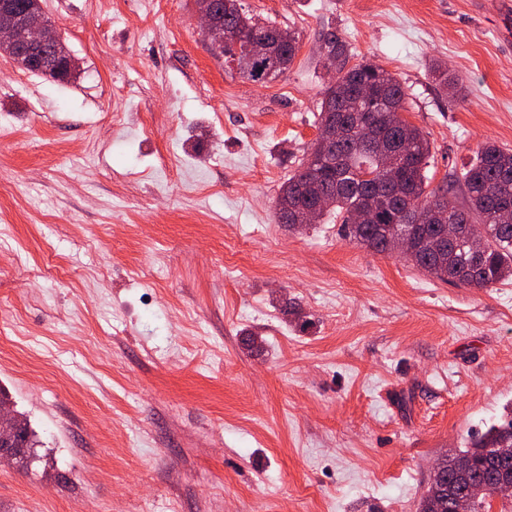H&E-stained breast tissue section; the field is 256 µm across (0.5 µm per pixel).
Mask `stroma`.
<instances>
[{
  "mask_svg": "<svg viewBox=\"0 0 512 512\" xmlns=\"http://www.w3.org/2000/svg\"><path fill=\"white\" fill-rule=\"evenodd\" d=\"M240 2L300 35L263 84L194 0H43L67 82L0 56V389L41 457L0 465V512H417L438 459L512 406V280L444 282L275 217L317 136L324 35L403 84L436 187L512 149V20Z\"/></svg>",
  "mask_w": 512,
  "mask_h": 512,
  "instance_id": "35a3bbf8",
  "label": "stroma"
}]
</instances>
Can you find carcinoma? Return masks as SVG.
<instances>
[{
    "label": "carcinoma",
    "instance_id": "obj_1",
    "mask_svg": "<svg viewBox=\"0 0 512 512\" xmlns=\"http://www.w3.org/2000/svg\"><path fill=\"white\" fill-rule=\"evenodd\" d=\"M215 8L224 14V41L211 43L212 50L224 56V63L234 65L247 79L264 83L286 70L298 50L300 35L282 29L274 41L271 55L249 66L234 43L244 33L265 35L278 26L261 23L247 14L239 0H214ZM321 49L327 61L336 68V86L323 91L319 125H336L343 130L353 114L369 111L365 101L350 94L351 88L369 83L377 88L380 99L376 109L393 117L383 126L385 138L402 152L392 159L403 170L400 194L386 202L373 224L351 222L356 207L371 197L380 180V160L375 148L357 131L343 138L336 153L320 163L306 156L297 169L282 183L277 201L300 209L309 206L317 196L329 198L325 215L340 221L344 235L375 252H386L387 238L407 232L420 241L437 236L442 225L422 221L434 206L448 207V223L457 226L456 236L448 243L442 260L424 249L415 250L407 260L417 269L442 281L478 288H489L512 277V151L494 143H486L475 159L461 173L463 200L448 201L450 188H429L426 169L431 158L427 135L404 117L406 90L387 69L373 61L348 66L345 44L334 34L323 39ZM486 228L483 246L475 249L468 227ZM6 425L15 429L17 450L14 462L24 464L31 457L32 431L25 418L10 410ZM512 479V410L501 421L472 440L471 446L439 461V470L430 477L418 504V512H451L447 500L453 494L470 498L475 512H488L492 486L500 480Z\"/></svg>",
    "mask_w": 512,
    "mask_h": 512
}]
</instances>
